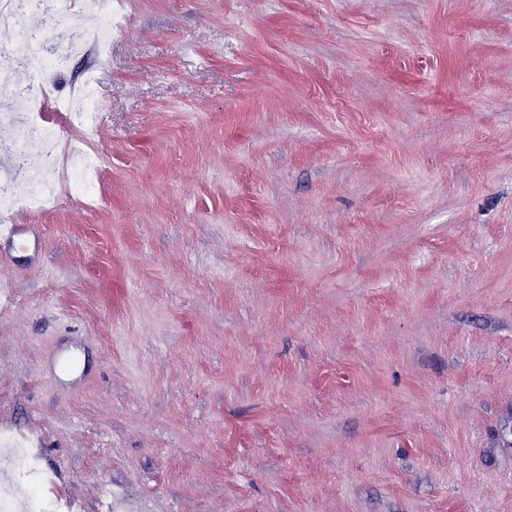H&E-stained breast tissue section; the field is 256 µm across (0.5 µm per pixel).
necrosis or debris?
<instances>
[{"label":"necrosis or debris","instance_id":"obj_1","mask_svg":"<svg viewBox=\"0 0 512 512\" xmlns=\"http://www.w3.org/2000/svg\"><path fill=\"white\" fill-rule=\"evenodd\" d=\"M79 19L87 27L75 54L95 47L108 54L112 37V0H79ZM68 9L67 0H0V84L14 87L23 100L22 111L0 110V121L15 129L13 145L25 151L38 143L42 168L26 181H18L9 172H0V211L25 203L46 209L56 203L62 192L92 195L97 179L91 172L90 136L97 126L100 106L98 72H88L78 98L54 92L47 75L63 70L67 59L46 55L43 43L32 35L24 20L36 14L44 25H52ZM56 112L76 132L70 141H62L46 122L48 112Z\"/></svg>","mask_w":512,"mask_h":512}]
</instances>
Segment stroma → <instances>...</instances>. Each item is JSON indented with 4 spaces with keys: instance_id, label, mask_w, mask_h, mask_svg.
<instances>
[{
    "instance_id": "35a3bbf8",
    "label": "stroma",
    "mask_w": 512,
    "mask_h": 512,
    "mask_svg": "<svg viewBox=\"0 0 512 512\" xmlns=\"http://www.w3.org/2000/svg\"><path fill=\"white\" fill-rule=\"evenodd\" d=\"M115 11L95 198L0 240L44 512H512V0Z\"/></svg>"
}]
</instances>
